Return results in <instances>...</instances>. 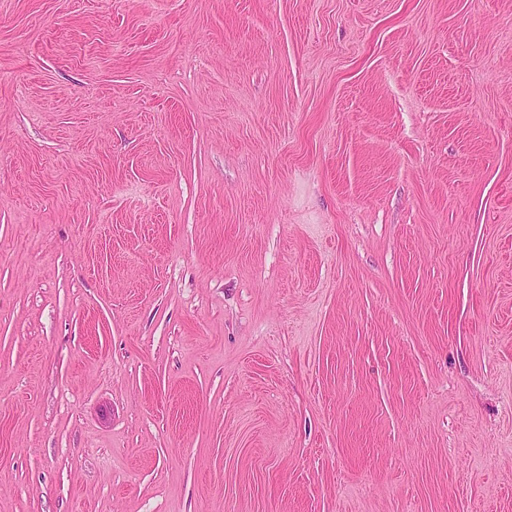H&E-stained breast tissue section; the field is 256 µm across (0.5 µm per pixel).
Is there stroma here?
Instances as JSON below:
<instances>
[{
    "instance_id": "1",
    "label": "stroma",
    "mask_w": 512,
    "mask_h": 512,
    "mask_svg": "<svg viewBox=\"0 0 512 512\" xmlns=\"http://www.w3.org/2000/svg\"><path fill=\"white\" fill-rule=\"evenodd\" d=\"M0 512H512V0H0Z\"/></svg>"
}]
</instances>
